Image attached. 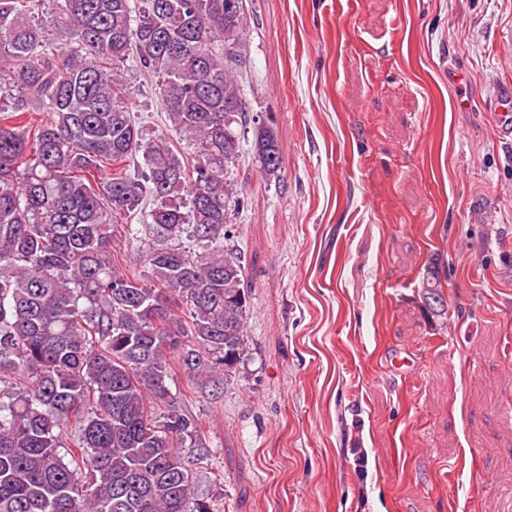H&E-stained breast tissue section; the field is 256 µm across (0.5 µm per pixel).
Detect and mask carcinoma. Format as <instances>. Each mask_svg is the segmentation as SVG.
Segmentation results:
<instances>
[{
  "label": "carcinoma",
  "mask_w": 512,
  "mask_h": 512,
  "mask_svg": "<svg viewBox=\"0 0 512 512\" xmlns=\"http://www.w3.org/2000/svg\"><path fill=\"white\" fill-rule=\"evenodd\" d=\"M43 2L0 0V512H213L193 476L207 439L170 381L232 385L249 360L245 257L227 226L246 0ZM131 71L158 79L192 161L143 134ZM252 136L275 175L273 123ZM135 219L141 273L112 248ZM422 288L444 304L435 273Z\"/></svg>",
  "instance_id": "obj_1"
}]
</instances>
